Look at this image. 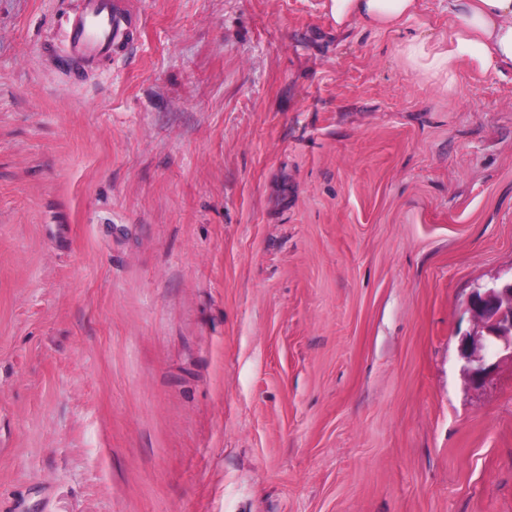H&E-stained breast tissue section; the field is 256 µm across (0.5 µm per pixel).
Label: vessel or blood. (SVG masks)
<instances>
[{
    "label": "vessel or blood",
    "mask_w": 512,
    "mask_h": 512,
    "mask_svg": "<svg viewBox=\"0 0 512 512\" xmlns=\"http://www.w3.org/2000/svg\"><path fill=\"white\" fill-rule=\"evenodd\" d=\"M135 27L121 0H82L80 11L67 22L71 58L93 61L133 39Z\"/></svg>",
    "instance_id": "vessel-or-blood-1"
}]
</instances>
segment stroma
Wrapping results in <instances>:
<instances>
[{"label":"stroma","instance_id":"obj_1","mask_svg":"<svg viewBox=\"0 0 512 512\" xmlns=\"http://www.w3.org/2000/svg\"><path fill=\"white\" fill-rule=\"evenodd\" d=\"M325 0H0V512H512V76ZM122 0H82L81 10L67 22L68 55L93 61L133 39L135 27ZM468 307L478 326L474 333L459 337V350L471 378L481 381L504 357L512 361V277L477 288Z\"/></svg>","mask_w":512,"mask_h":512}]
</instances>
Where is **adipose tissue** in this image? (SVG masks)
I'll use <instances>...</instances> for the list:
<instances>
[{
	"label": "adipose tissue",
	"instance_id": "obj_1",
	"mask_svg": "<svg viewBox=\"0 0 512 512\" xmlns=\"http://www.w3.org/2000/svg\"><path fill=\"white\" fill-rule=\"evenodd\" d=\"M338 29L362 21L379 32H396L417 17L420 0H326ZM453 24L447 37L418 35L403 43L409 67L441 89L450 88L460 60L482 69L512 72V0H448Z\"/></svg>",
	"mask_w": 512,
	"mask_h": 512
}]
</instances>
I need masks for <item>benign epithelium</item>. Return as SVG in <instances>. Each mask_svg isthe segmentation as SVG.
<instances>
[{"label": "benign epithelium", "instance_id": "obj_1", "mask_svg": "<svg viewBox=\"0 0 512 512\" xmlns=\"http://www.w3.org/2000/svg\"><path fill=\"white\" fill-rule=\"evenodd\" d=\"M477 330L459 337L461 357L475 381L503 358L512 360V279L477 290L468 301Z\"/></svg>", "mask_w": 512, "mask_h": 512}]
</instances>
